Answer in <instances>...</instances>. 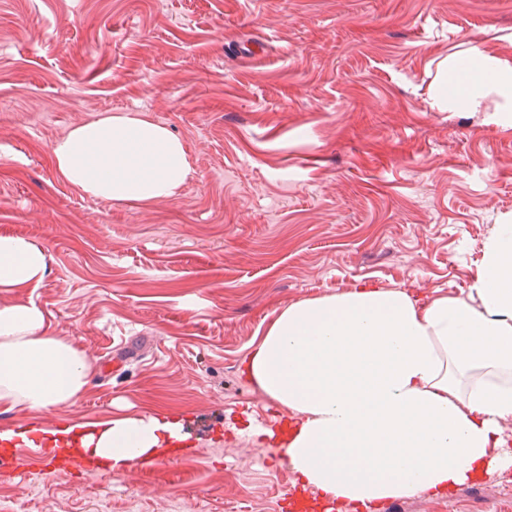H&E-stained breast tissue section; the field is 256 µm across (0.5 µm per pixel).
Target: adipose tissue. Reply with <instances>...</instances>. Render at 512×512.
Masks as SVG:
<instances>
[{"label": "adipose tissue", "instance_id": "1", "mask_svg": "<svg viewBox=\"0 0 512 512\" xmlns=\"http://www.w3.org/2000/svg\"><path fill=\"white\" fill-rule=\"evenodd\" d=\"M60 176L95 198L150 205L180 194L183 141L138 112L73 127L52 146ZM43 247L0 235V291L40 284ZM91 368L30 303L0 304V409L74 405ZM290 418L277 445L303 488L366 508L445 496L512 470V224L496 225L461 294L417 302L360 286L289 304L245 360ZM181 417L112 420L80 456L120 474L167 455Z\"/></svg>", "mask_w": 512, "mask_h": 512}]
</instances>
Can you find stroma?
<instances>
[{
    "label": "stroma",
    "mask_w": 512,
    "mask_h": 512,
    "mask_svg": "<svg viewBox=\"0 0 512 512\" xmlns=\"http://www.w3.org/2000/svg\"><path fill=\"white\" fill-rule=\"evenodd\" d=\"M512 67V0H0V234L49 255L39 308L93 370L46 414L189 419L192 451L124 474L0 469L13 512H286L258 431L288 417L242 362L290 303L366 284L467 290L512 222V100L439 102L460 61ZM140 112L184 142L151 206L64 181L55 140ZM376 512H512V472Z\"/></svg>",
    "instance_id": "stroma-1"
}]
</instances>
